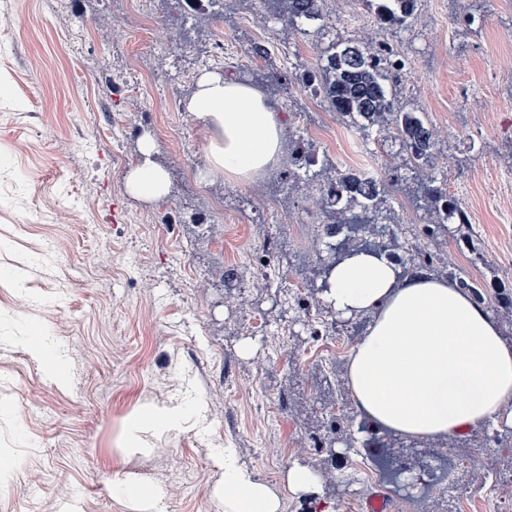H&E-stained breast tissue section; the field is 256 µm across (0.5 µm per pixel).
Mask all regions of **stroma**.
Listing matches in <instances>:
<instances>
[{"instance_id":"obj_1","label":"stroma","mask_w":512,"mask_h":512,"mask_svg":"<svg viewBox=\"0 0 512 512\" xmlns=\"http://www.w3.org/2000/svg\"><path fill=\"white\" fill-rule=\"evenodd\" d=\"M196 15V24L186 21ZM373 17L327 0L321 19L296 24L272 0L249 12L232 0H156L148 24L123 0H0V512H141L115 489L134 477L156 487L161 512H218L224 461L269 485L281 512H365L371 495L392 512H512V422L438 440L399 437L360 422L347 396L352 345L371 318L337 320L320 296L325 270L373 229L351 224L328 238L316 185L295 210L274 214L271 175L297 171L280 157L242 185L202 179L206 136L183 83L203 46H222L211 72L257 79L284 140L314 103L296 76L332 45L372 49ZM406 62L397 107L422 113L436 136L434 166L415 177L386 130L359 152L356 130L324 150L363 160L387 183L420 191L444 182L469 213L470 238L389 204L435 253L470 250L482 265L481 304L512 343V0H421L402 27L380 32ZM148 60L129 93L124 75ZM469 96L460 99L459 87ZM169 176L158 200L132 196L126 166L143 140ZM306 294L288 282L302 262ZM340 322L342 343L324 332ZM52 336L66 364L58 382L27 348L30 326ZM193 400L175 428L141 421L145 408ZM481 454L449 473L462 449ZM299 465L317 473L315 497L289 490ZM421 475L413 491L403 473ZM474 497L460 499V487Z\"/></svg>"}]
</instances>
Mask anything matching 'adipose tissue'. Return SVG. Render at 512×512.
<instances>
[{"label":"adipose tissue","mask_w":512,"mask_h":512,"mask_svg":"<svg viewBox=\"0 0 512 512\" xmlns=\"http://www.w3.org/2000/svg\"><path fill=\"white\" fill-rule=\"evenodd\" d=\"M189 110L208 136L207 176L247 183L278 160L282 127L249 85L203 74ZM142 154L127 188L161 198L167 174L150 147ZM322 299L336 315L372 318L348 368L349 393L370 424L405 437L445 438L498 423L512 405V343L465 291L426 276L400 277L385 256L361 249L331 267ZM217 495L223 512H280L269 486L229 461Z\"/></svg>","instance_id":"obj_1"}]
</instances>
